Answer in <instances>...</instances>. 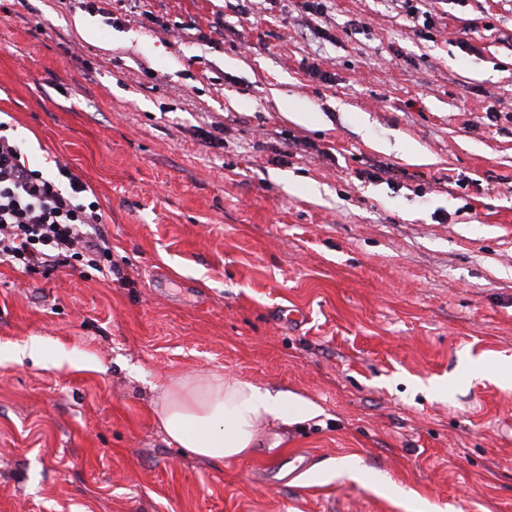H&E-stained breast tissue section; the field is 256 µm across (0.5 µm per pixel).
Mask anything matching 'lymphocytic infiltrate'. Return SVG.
Instances as JSON below:
<instances>
[{
    "mask_svg": "<svg viewBox=\"0 0 512 512\" xmlns=\"http://www.w3.org/2000/svg\"><path fill=\"white\" fill-rule=\"evenodd\" d=\"M0 122V263L52 273L83 262L111 276L112 246L91 186L69 164L32 166Z\"/></svg>",
    "mask_w": 512,
    "mask_h": 512,
    "instance_id": "obj_1",
    "label": "lymphocytic infiltrate"
}]
</instances>
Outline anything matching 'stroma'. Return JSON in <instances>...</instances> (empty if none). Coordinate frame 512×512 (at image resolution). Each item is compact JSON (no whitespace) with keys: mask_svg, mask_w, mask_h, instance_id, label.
<instances>
[{"mask_svg":"<svg viewBox=\"0 0 512 512\" xmlns=\"http://www.w3.org/2000/svg\"><path fill=\"white\" fill-rule=\"evenodd\" d=\"M420 8L0 0V120L123 273L0 264V512H512V0ZM215 372L319 413L191 456L156 405ZM394 8L399 11V13H402L407 17V19H410L413 23H417V26H419V21L421 18H423L422 27L423 29H426V32H430V29H433V26L435 25V21L432 17V15L428 12H422L420 8L418 7L419 1L422 0H390Z\"/></svg>","mask_w":512,"mask_h":512,"instance_id":"obj_1","label":"stroma"}]
</instances>
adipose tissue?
<instances>
[{"label": "adipose tissue", "instance_id": "ef3b65f1", "mask_svg": "<svg viewBox=\"0 0 512 512\" xmlns=\"http://www.w3.org/2000/svg\"><path fill=\"white\" fill-rule=\"evenodd\" d=\"M315 413V405L298 395L219 373L174 381L157 410L171 442L195 456L223 461L248 454L264 425L296 423Z\"/></svg>", "mask_w": 512, "mask_h": 512}]
</instances>
